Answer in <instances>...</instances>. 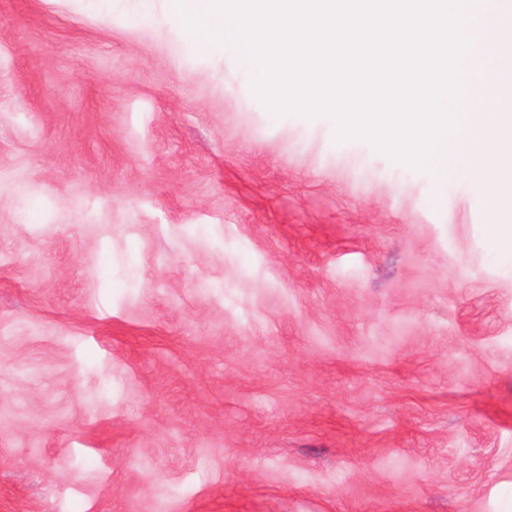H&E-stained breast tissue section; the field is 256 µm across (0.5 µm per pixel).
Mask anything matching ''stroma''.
I'll use <instances>...</instances> for the list:
<instances>
[{
    "label": "stroma",
    "mask_w": 512,
    "mask_h": 512,
    "mask_svg": "<svg viewBox=\"0 0 512 512\" xmlns=\"http://www.w3.org/2000/svg\"><path fill=\"white\" fill-rule=\"evenodd\" d=\"M254 73L0 0V512H512V213Z\"/></svg>",
    "instance_id": "stroma-1"
}]
</instances>
